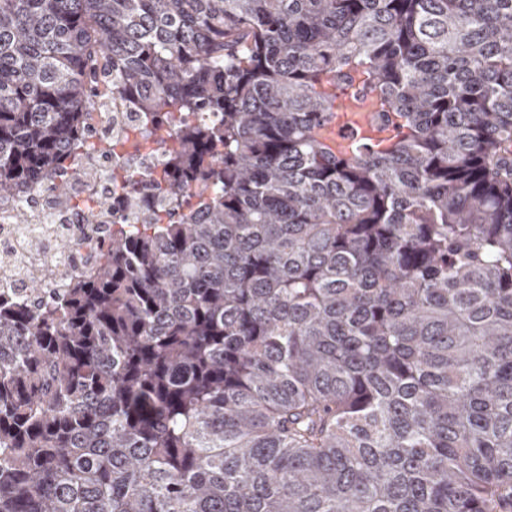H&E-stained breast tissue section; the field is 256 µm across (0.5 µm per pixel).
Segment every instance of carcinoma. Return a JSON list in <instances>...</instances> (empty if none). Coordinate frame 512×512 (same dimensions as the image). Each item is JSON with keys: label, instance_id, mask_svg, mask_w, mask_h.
Masks as SVG:
<instances>
[{"label": "carcinoma", "instance_id": "cac0c4a2", "mask_svg": "<svg viewBox=\"0 0 512 512\" xmlns=\"http://www.w3.org/2000/svg\"><path fill=\"white\" fill-rule=\"evenodd\" d=\"M101 82L170 145L0 296V512H512V0H0V202Z\"/></svg>", "mask_w": 512, "mask_h": 512}]
</instances>
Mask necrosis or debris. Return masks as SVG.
Instances as JSON below:
<instances>
[{
    "label": "necrosis or debris",
    "mask_w": 512,
    "mask_h": 512,
    "mask_svg": "<svg viewBox=\"0 0 512 512\" xmlns=\"http://www.w3.org/2000/svg\"><path fill=\"white\" fill-rule=\"evenodd\" d=\"M137 114L133 107L112 99L96 103L88 118L90 143L112 139L121 129L133 123ZM115 158L96 149L83 161L77 184L81 196L117 193L118 188L104 174L115 166ZM22 208L0 204V288L19 291L44 270L56 277L78 272L96 259L99 235L91 232L92 223L108 224L111 213L88 217L81 210L54 213L47 186L30 187L22 195Z\"/></svg>",
    "instance_id": "1"
}]
</instances>
